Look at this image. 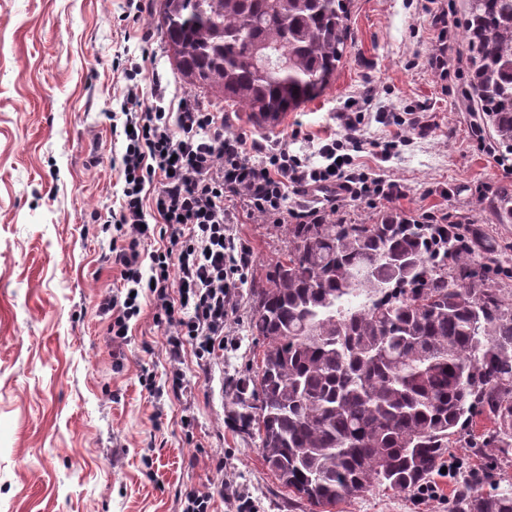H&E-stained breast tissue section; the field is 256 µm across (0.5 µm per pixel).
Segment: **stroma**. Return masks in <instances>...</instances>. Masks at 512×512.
<instances>
[{
  "mask_svg": "<svg viewBox=\"0 0 512 512\" xmlns=\"http://www.w3.org/2000/svg\"><path fill=\"white\" fill-rule=\"evenodd\" d=\"M149 41H122L125 0H0V512H181L177 494L215 495L213 512H237L243 492L252 512H306L289 502L268 470L259 439L239 420L236 384L254 373L263 346L249 331L253 291L288 245L284 224L247 219L233 234L253 252L224 328V356L197 374L182 366L181 397L153 396L141 385L168 372L163 329L144 306L121 346L107 339L98 299L115 291L112 234L104 224L123 180L113 160L124 148L112 133L124 81L114 60L129 53L144 75L163 76L165 104L187 87L151 19ZM428 0H352L347 58L321 96L288 113L275 129L209 98L224 132L250 141L286 140L318 163L325 140L344 134L336 115L366 96L358 141L343 151L368 173L401 186L395 203L346 200L337 217L369 224L387 210L431 211L470 225L477 260L512 270V219L499 190L512 188V154L479 135L481 115L467 96L464 54L447 73L428 64L437 35ZM418 125L393 141L392 118ZM193 417L192 431L181 420ZM440 499L374 489L333 512H448L456 493L432 478Z\"/></svg>",
  "mask_w": 512,
  "mask_h": 512,
  "instance_id": "obj_1",
  "label": "stroma"
}]
</instances>
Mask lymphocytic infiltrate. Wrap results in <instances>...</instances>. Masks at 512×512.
Listing matches in <instances>:
<instances>
[{
  "label": "lymphocytic infiltrate",
  "instance_id": "lymphocytic-infiltrate-1",
  "mask_svg": "<svg viewBox=\"0 0 512 512\" xmlns=\"http://www.w3.org/2000/svg\"><path fill=\"white\" fill-rule=\"evenodd\" d=\"M121 73L120 113L129 131L118 161L122 195L109 222L122 290L102 298L100 306L110 315L109 336L119 343L140 315L141 296L151 298L175 365L167 387L179 395L186 388L179 367L183 347L192 346L203 364L223 354L233 290L253 263L251 249L227 228L230 205L273 224L287 218L309 224L321 218L320 208H286L289 195L321 193L333 205L348 198L391 202L403 191L343 154V145L358 139L359 125L348 113L338 116L343 140L324 145L323 165L313 166L286 147L225 136L223 113L204 109L190 95L180 98L176 111L166 110L159 103L160 75L143 88L137 62L125 61ZM155 239L163 246L143 267L140 247Z\"/></svg>",
  "mask_w": 512,
  "mask_h": 512
}]
</instances>
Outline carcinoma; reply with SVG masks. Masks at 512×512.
<instances>
[{
    "label": "carcinoma",
    "instance_id": "1",
    "mask_svg": "<svg viewBox=\"0 0 512 512\" xmlns=\"http://www.w3.org/2000/svg\"><path fill=\"white\" fill-rule=\"evenodd\" d=\"M350 0H159L183 82L275 119L318 98L350 39ZM472 96L512 151V0H464ZM273 54L285 63L268 67ZM392 255L407 259L403 266ZM266 342L239 387L244 426L288 496L329 512L374 487L429 482L461 440L512 450V299L440 226L381 213L288 225L256 291ZM479 419L491 427L479 433ZM449 512H512V484L458 489Z\"/></svg>",
    "mask_w": 512,
    "mask_h": 512
}]
</instances>
